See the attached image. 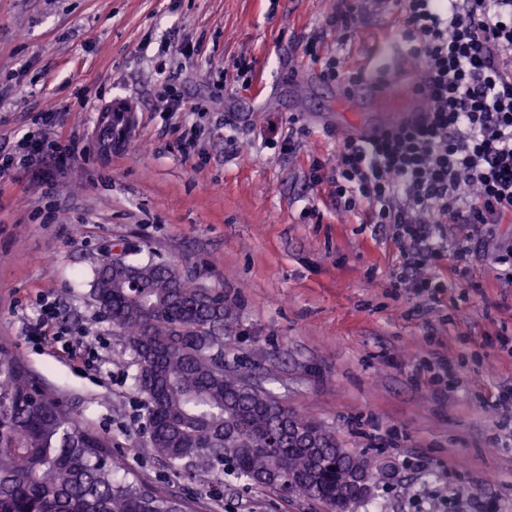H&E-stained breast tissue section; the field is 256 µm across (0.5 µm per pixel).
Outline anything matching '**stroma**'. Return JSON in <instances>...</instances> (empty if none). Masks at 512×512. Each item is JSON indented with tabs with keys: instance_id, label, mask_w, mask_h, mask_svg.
<instances>
[{
	"instance_id": "obj_1",
	"label": "stroma",
	"mask_w": 512,
	"mask_h": 512,
	"mask_svg": "<svg viewBox=\"0 0 512 512\" xmlns=\"http://www.w3.org/2000/svg\"><path fill=\"white\" fill-rule=\"evenodd\" d=\"M344 35L336 0H0V153L51 112L59 161L0 177V346L13 350L84 424L112 441L120 473L193 501L196 512H326L302 496L176 471L144 430L136 358L93 297L104 255L171 262L239 305V355L291 410L374 459L373 498L354 512H512V283L494 261L500 224L455 285L447 243L429 272L437 299L390 285L403 264L387 224L338 211L328 183L336 137L332 60L402 99L417 62L396 10L356 0ZM195 111L181 109V102ZM132 113L112 150L101 112ZM57 317L25 330L44 303ZM99 360L82 372L60 333ZM448 361L447 399L426 366Z\"/></svg>"
}]
</instances>
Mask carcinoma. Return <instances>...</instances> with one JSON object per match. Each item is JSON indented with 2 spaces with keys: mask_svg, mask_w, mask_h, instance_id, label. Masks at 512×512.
I'll list each match as a JSON object with an SVG mask.
<instances>
[{
  "mask_svg": "<svg viewBox=\"0 0 512 512\" xmlns=\"http://www.w3.org/2000/svg\"><path fill=\"white\" fill-rule=\"evenodd\" d=\"M118 119L103 115L111 144ZM94 299L137 357L154 452L173 465L256 483L283 470L307 480L309 498L348 512L336 431L299 415L267 388L249 386L242 359L229 363L240 336L237 305L218 288L195 285L173 264L102 262ZM0 349V512H187L188 502L119 478L110 439L79 421Z\"/></svg>",
  "mask_w": 512,
  "mask_h": 512,
  "instance_id": "obj_1",
  "label": "carcinoma"
}]
</instances>
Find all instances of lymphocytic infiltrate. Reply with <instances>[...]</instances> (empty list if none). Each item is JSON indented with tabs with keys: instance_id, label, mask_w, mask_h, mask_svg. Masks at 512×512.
Returning <instances> with one entry per match:
<instances>
[{
	"instance_id": "f902f5d3",
	"label": "lymphocytic infiltrate",
	"mask_w": 512,
	"mask_h": 512,
	"mask_svg": "<svg viewBox=\"0 0 512 512\" xmlns=\"http://www.w3.org/2000/svg\"><path fill=\"white\" fill-rule=\"evenodd\" d=\"M420 62L427 119L336 143L329 182L339 208L393 225L405 262L395 279L432 292L418 272L440 229L512 223V0H393Z\"/></svg>"
}]
</instances>
